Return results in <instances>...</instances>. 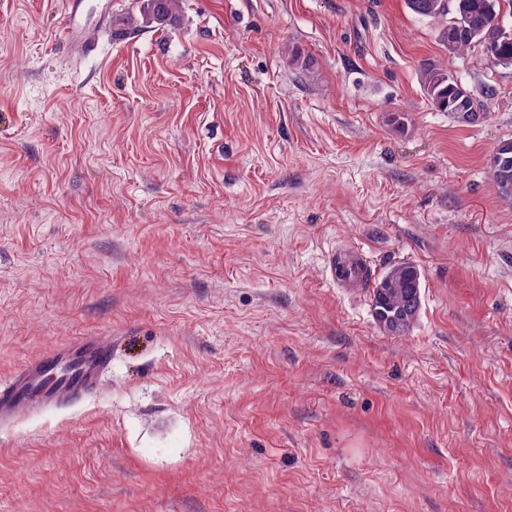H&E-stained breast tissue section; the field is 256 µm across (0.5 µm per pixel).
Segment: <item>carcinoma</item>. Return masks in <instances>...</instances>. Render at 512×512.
<instances>
[{"mask_svg":"<svg viewBox=\"0 0 512 512\" xmlns=\"http://www.w3.org/2000/svg\"><path fill=\"white\" fill-rule=\"evenodd\" d=\"M512 9V0H406L415 14L438 18L452 15L448 21V40L444 46L448 54L460 56L478 43L476 30L493 33L500 3ZM182 12V0H136V8L112 16V36L130 37L144 28L165 31L177 25ZM420 81L432 103L457 123L477 126L489 117L484 101L496 95L487 85L481 97H476L447 70L425 67L420 70ZM490 175L498 192L512 199V140L501 141L489 161ZM400 269L412 271L416 266L402 263L389 268L374 280L369 288L371 312L378 327L387 334L405 335L416 324L423 301V293L409 295L402 288L389 285L386 279Z\"/></svg>","mask_w":512,"mask_h":512,"instance_id":"carcinoma-1","label":"carcinoma"}]
</instances>
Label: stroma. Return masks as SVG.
<instances>
[{
  "label": "stroma",
  "instance_id": "stroma-1",
  "mask_svg": "<svg viewBox=\"0 0 512 512\" xmlns=\"http://www.w3.org/2000/svg\"><path fill=\"white\" fill-rule=\"evenodd\" d=\"M98 13L76 62L63 0H0V377L112 345L95 397L0 431V512H512V69L405 0ZM431 65L496 88L485 123ZM342 244L420 269L408 334L330 283ZM136 8L112 15V36L130 37L143 28L165 31L177 25L182 0H138ZM420 81L432 103L457 123L465 126H477L489 117L483 99H492L496 90L492 86H485L481 97L471 94L447 70L438 67H425L420 70ZM490 175L498 192L512 199V140L501 141L489 161Z\"/></svg>",
  "mask_w": 512,
  "mask_h": 512
}]
</instances>
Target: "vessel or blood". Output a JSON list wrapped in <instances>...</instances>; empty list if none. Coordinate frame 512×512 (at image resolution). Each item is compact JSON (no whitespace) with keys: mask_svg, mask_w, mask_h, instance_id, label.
Here are the masks:
<instances>
[{"mask_svg":"<svg viewBox=\"0 0 512 512\" xmlns=\"http://www.w3.org/2000/svg\"><path fill=\"white\" fill-rule=\"evenodd\" d=\"M85 0H66L59 41L72 60L89 52L83 37ZM370 261L357 247L335 248L328 256V279L341 288L365 282ZM112 366V347L96 336H82L26 360L0 379V426L41 410L85 401L101 391Z\"/></svg>","mask_w":512,"mask_h":512,"instance_id":"obj_1","label":"vessel or blood"}]
</instances>
